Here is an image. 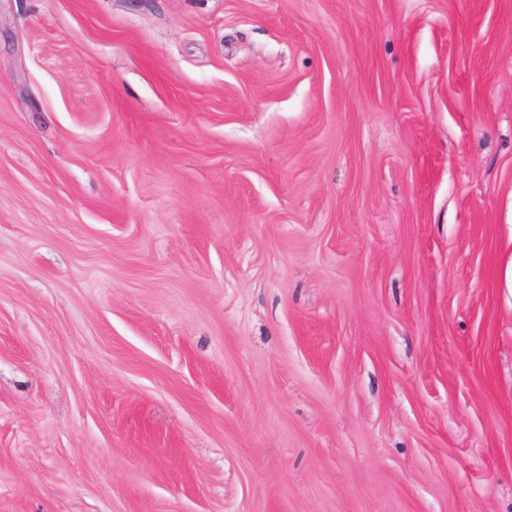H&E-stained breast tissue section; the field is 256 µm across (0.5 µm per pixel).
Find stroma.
Instances as JSON below:
<instances>
[{
	"mask_svg": "<svg viewBox=\"0 0 512 512\" xmlns=\"http://www.w3.org/2000/svg\"><path fill=\"white\" fill-rule=\"evenodd\" d=\"M512 0H0V512H512Z\"/></svg>",
	"mask_w": 512,
	"mask_h": 512,
	"instance_id": "35a3bbf8",
	"label": "stroma"
}]
</instances>
